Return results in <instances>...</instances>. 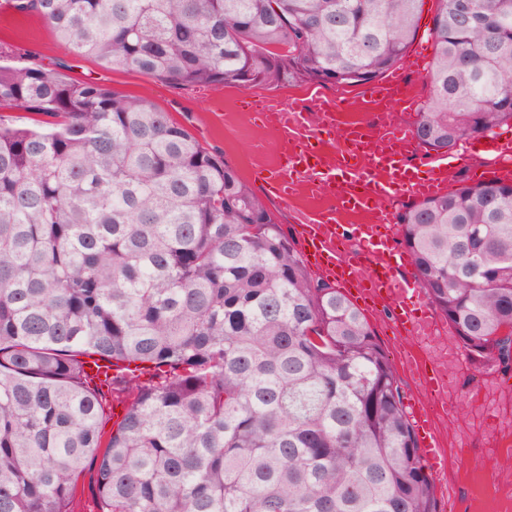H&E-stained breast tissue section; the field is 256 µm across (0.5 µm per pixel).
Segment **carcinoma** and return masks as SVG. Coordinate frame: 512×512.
I'll list each match as a JSON object with an SVG mask.
<instances>
[{
	"instance_id": "1",
	"label": "carcinoma",
	"mask_w": 512,
	"mask_h": 512,
	"mask_svg": "<svg viewBox=\"0 0 512 512\" xmlns=\"http://www.w3.org/2000/svg\"><path fill=\"white\" fill-rule=\"evenodd\" d=\"M422 0H0L74 57L177 86H355L397 66ZM437 155L512 123V0H436ZM0 45V512H436L395 368L224 155L151 101ZM472 357L512 361V183L399 215ZM86 355L154 370L102 443ZM74 512H99L93 470L87 466L76 481V494L72 502Z\"/></svg>"
}]
</instances>
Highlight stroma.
Instances as JSON below:
<instances>
[{"instance_id": "obj_1", "label": "stroma", "mask_w": 512, "mask_h": 512, "mask_svg": "<svg viewBox=\"0 0 512 512\" xmlns=\"http://www.w3.org/2000/svg\"><path fill=\"white\" fill-rule=\"evenodd\" d=\"M436 8L435 0H424L420 29L407 51L409 57H433L428 36ZM0 44L13 49L36 51L43 61L69 59L74 77L105 79L121 93L145 98L184 125L208 148L223 153L289 239L301 243L300 224L304 216L326 207V200L308 199L303 192L282 197L266 181V167L284 162L281 132L267 128L254 108V101L272 97L287 104L313 106L315 100H335L336 122L360 120L376 122L377 108L364 99L365 86H336L319 82H292L277 88L224 86L178 87L134 71H106L94 61L70 57L60 42L33 14L0 11ZM407 61L396 66L403 78L407 96L396 109L404 123L414 124L417 110L430 93L427 72L416 70ZM366 318L387 356L402 346H423L426 363L456 362L465 359L463 374L454 375L448 403L454 413L431 418L450 464L444 474L434 478L437 512H512V372H493L491 366L466 358L453 333L425 343L391 331L392 312L384 307Z\"/></svg>"}]
</instances>
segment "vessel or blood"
I'll return each mask as SVG.
<instances>
[{"label":"vessel or blood","instance_id":"1","mask_svg":"<svg viewBox=\"0 0 512 512\" xmlns=\"http://www.w3.org/2000/svg\"><path fill=\"white\" fill-rule=\"evenodd\" d=\"M308 136L292 137L285 142L287 162L271 169L270 179L281 193L297 183H305L313 194L328 197L334 209L345 212L371 211L375 219L355 228L353 241H346L332 216L318 215L302 225L301 237L310 249L313 266L345 288L356 289L372 304H393L392 329L395 333L420 335L437 329L439 322L427 310L418 286L401 278L400 264L390 247L394 226L393 212L403 195L431 198L446 190L455 169L452 158L434 157L426 176L410 174L406 157L414 148V136L396 120L394 113H379L375 128L350 122L337 129L327 105ZM265 120L281 131L306 129L308 114L302 107H288L274 99L263 106ZM339 134L341 141L335 158L323 150L325 138ZM489 163L503 182L512 181V138L494 139L488 149ZM403 367L428 393L446 400L448 384L442 370H426L413 350L401 356ZM411 416L419 429L420 454L432 474L448 466V458L432 433L429 413L412 407Z\"/></svg>","mask_w":512,"mask_h":512}]
</instances>
